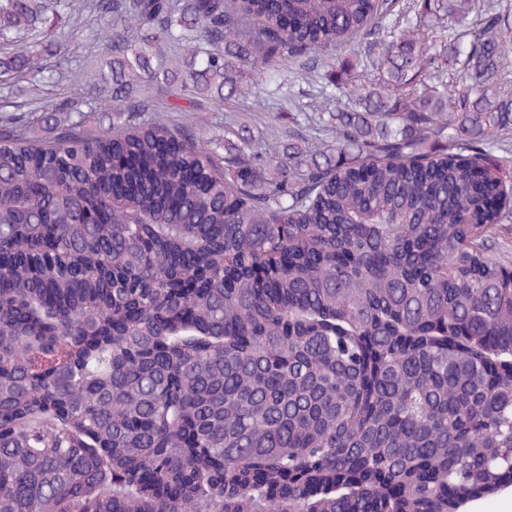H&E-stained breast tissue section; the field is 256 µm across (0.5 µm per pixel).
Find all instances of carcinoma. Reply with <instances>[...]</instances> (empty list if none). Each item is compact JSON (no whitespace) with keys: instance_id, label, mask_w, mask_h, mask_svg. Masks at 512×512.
<instances>
[{"instance_id":"cac0c4a2","label":"carcinoma","mask_w":512,"mask_h":512,"mask_svg":"<svg viewBox=\"0 0 512 512\" xmlns=\"http://www.w3.org/2000/svg\"><path fill=\"white\" fill-rule=\"evenodd\" d=\"M66 0H0V73L63 81L29 44ZM396 0H82L116 59L96 81L128 132L36 139L0 114V512H457L512 485V125L495 103L502 14L449 39H385ZM127 28L151 37L126 46ZM172 95L238 94L286 56L364 46L388 79L334 85L310 158L249 140L218 155L139 121L175 31ZM10 51H4V47Z\"/></svg>"}]
</instances>
